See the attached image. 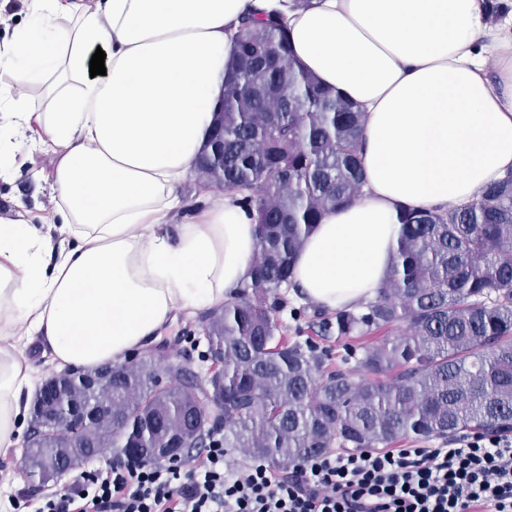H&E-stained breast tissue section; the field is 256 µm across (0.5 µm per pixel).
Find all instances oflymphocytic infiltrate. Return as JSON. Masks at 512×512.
I'll use <instances>...</instances> for the list:
<instances>
[{"mask_svg": "<svg viewBox=\"0 0 512 512\" xmlns=\"http://www.w3.org/2000/svg\"><path fill=\"white\" fill-rule=\"evenodd\" d=\"M212 437L192 464L115 459L14 512H512V437L474 435L450 448L323 454L280 476L261 464L225 469Z\"/></svg>", "mask_w": 512, "mask_h": 512, "instance_id": "1", "label": "lymphocytic infiltrate"}]
</instances>
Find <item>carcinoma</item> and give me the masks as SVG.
<instances>
[{
	"label": "carcinoma",
	"instance_id": "carcinoma-1",
	"mask_svg": "<svg viewBox=\"0 0 512 512\" xmlns=\"http://www.w3.org/2000/svg\"><path fill=\"white\" fill-rule=\"evenodd\" d=\"M275 46L278 60L237 54L224 81L216 128L197 180L242 191L254 210L258 248L250 280L201 319L206 357L221 372L205 380L168 372L149 360L118 364L95 385L93 372L67 373L53 420L34 399L25 452L32 466L76 450L69 430L93 411L100 419L84 455L108 450L196 445L193 417L206 398L232 397L224 410V447L288 467L332 448L387 447L398 438H453L462 432L512 435V174L471 205L439 212L404 208L398 246L376 298L358 310L319 311L338 338L384 336L348 348L365 370L328 368L312 343H288L276 317L293 287L295 259L329 208L355 201L363 186V115L292 59L282 18L242 23L236 45Z\"/></svg>",
	"mask_w": 512,
	"mask_h": 512
}]
</instances>
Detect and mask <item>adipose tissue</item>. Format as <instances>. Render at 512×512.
I'll return each mask as SVG.
<instances>
[{
	"label": "adipose tissue",
	"mask_w": 512,
	"mask_h": 512,
	"mask_svg": "<svg viewBox=\"0 0 512 512\" xmlns=\"http://www.w3.org/2000/svg\"><path fill=\"white\" fill-rule=\"evenodd\" d=\"M280 8L27 0V22L0 45V158L25 134L53 148L61 239L0 217L1 448L22 429L33 341L61 369L116 363L248 280L256 224L238 194L165 225L207 141L243 19ZM285 15L297 65L365 114L362 193L323 214L293 281L317 307L356 309L386 276L401 209L461 208L512 173V11L493 24L485 0H316ZM99 49L106 72L94 77ZM47 86L48 102L34 106L30 91Z\"/></svg>",
	"instance_id": "adipose-tissue-1"
}]
</instances>
